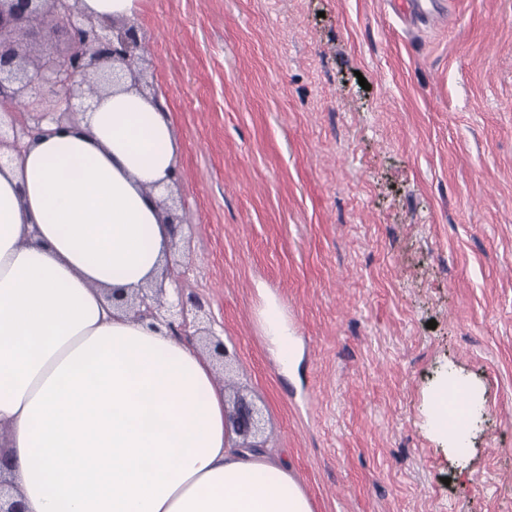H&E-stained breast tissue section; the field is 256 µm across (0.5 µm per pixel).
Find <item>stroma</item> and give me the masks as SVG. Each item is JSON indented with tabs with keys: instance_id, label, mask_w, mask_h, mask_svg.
Listing matches in <instances>:
<instances>
[{
	"instance_id": "stroma-1",
	"label": "stroma",
	"mask_w": 512,
	"mask_h": 512,
	"mask_svg": "<svg viewBox=\"0 0 512 512\" xmlns=\"http://www.w3.org/2000/svg\"><path fill=\"white\" fill-rule=\"evenodd\" d=\"M132 23L179 143L169 260L314 512H512V0H140ZM448 371L474 391L460 463L427 425ZM396 9L414 18H428L439 13V5L435 0H396ZM265 325L269 336H273L275 343L279 345V351L284 355H288V347L281 343L280 336H288V326L284 323L281 318V314L278 306L273 303L269 304L265 316Z\"/></svg>"
}]
</instances>
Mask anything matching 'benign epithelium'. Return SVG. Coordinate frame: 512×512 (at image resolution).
<instances>
[{
    "instance_id": "7a95c632",
    "label": "benign epithelium",
    "mask_w": 512,
    "mask_h": 512,
    "mask_svg": "<svg viewBox=\"0 0 512 512\" xmlns=\"http://www.w3.org/2000/svg\"><path fill=\"white\" fill-rule=\"evenodd\" d=\"M78 0H0V108L14 111L23 96L31 98L29 120L11 123L12 139L0 134V149L21 148L22 138L39 128L51 113L59 123H72L91 109L90 101L105 88L130 75L133 86L142 89L146 45L138 30L127 22L93 19L77 8ZM62 30L70 42L63 55L54 58L38 52L35 46L48 31ZM112 59L121 69L112 73L101 64ZM164 288H142L123 299L125 310L138 319H158L164 304ZM197 312L203 303L196 297L178 298L181 322L167 323L174 335H187L196 328L189 319L187 305ZM226 424L244 442L260 438L259 410L245 395L237 396L227 413Z\"/></svg>"
}]
</instances>
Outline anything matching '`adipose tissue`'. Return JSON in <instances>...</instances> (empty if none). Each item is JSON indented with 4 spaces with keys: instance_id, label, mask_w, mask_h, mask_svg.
Returning a JSON list of instances; mask_svg holds the SVG:
<instances>
[{
    "instance_id": "1",
    "label": "adipose tissue",
    "mask_w": 512,
    "mask_h": 512,
    "mask_svg": "<svg viewBox=\"0 0 512 512\" xmlns=\"http://www.w3.org/2000/svg\"><path fill=\"white\" fill-rule=\"evenodd\" d=\"M0 151V427L25 512H313L288 463L243 448L210 362L107 297L154 282L177 168L169 112L132 90Z\"/></svg>"
}]
</instances>
